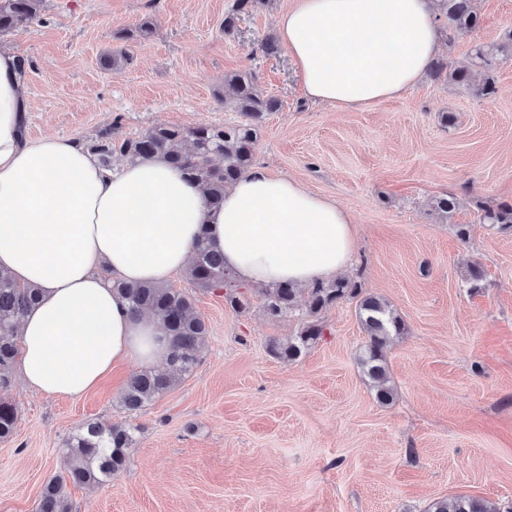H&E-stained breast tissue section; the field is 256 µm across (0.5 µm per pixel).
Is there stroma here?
I'll return each mask as SVG.
<instances>
[{
	"label": "stroma",
	"mask_w": 512,
	"mask_h": 512,
	"mask_svg": "<svg viewBox=\"0 0 512 512\" xmlns=\"http://www.w3.org/2000/svg\"><path fill=\"white\" fill-rule=\"evenodd\" d=\"M232 2L45 0L40 19L0 39L30 62L25 134L86 142L111 127L136 137L159 124L230 123L240 115L222 100L224 77L254 75L281 102L262 123L254 166L351 212L345 275L405 321L387 349L396 397L379 404L357 363L355 301L324 311L322 339L288 363L268 346L296 334L300 312L270 318L255 292L238 313L179 273L170 286L191 293L209 329L194 372L132 419L118 398L133 366L74 399L14 379L0 395L19 410L0 442V512H35L66 439L90 420L138 431L124 471L70 487L74 512H426L462 495L512 505V229L481 223L476 209L512 203V60L486 100L425 77L403 98L334 110L306 98L286 49H261L296 0L240 13L228 35ZM475 6L479 28L439 45L459 68L512 29V0ZM147 18L146 38L116 40ZM120 50L128 61L109 66ZM445 196L457 200L449 220L434 210ZM459 224L470 225L468 241ZM468 262L484 272L480 290L463 279Z\"/></svg>",
	"instance_id": "35a3bbf8"
}]
</instances>
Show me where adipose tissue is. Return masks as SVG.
Segmentation results:
<instances>
[{
	"mask_svg": "<svg viewBox=\"0 0 512 512\" xmlns=\"http://www.w3.org/2000/svg\"><path fill=\"white\" fill-rule=\"evenodd\" d=\"M432 13V0H298L277 30L306 97L346 110L415 86L438 50ZM17 64L0 48V269L38 290L19 329L30 389L78 398L119 364H166L162 322L131 314L112 281L166 282L198 238L260 288L325 281L350 265L353 217L288 177L251 169L214 207L166 161L106 171L74 139H25Z\"/></svg>",
	"mask_w": 512,
	"mask_h": 512,
	"instance_id": "adipose-tissue-1",
	"label": "adipose tissue"
}]
</instances>
